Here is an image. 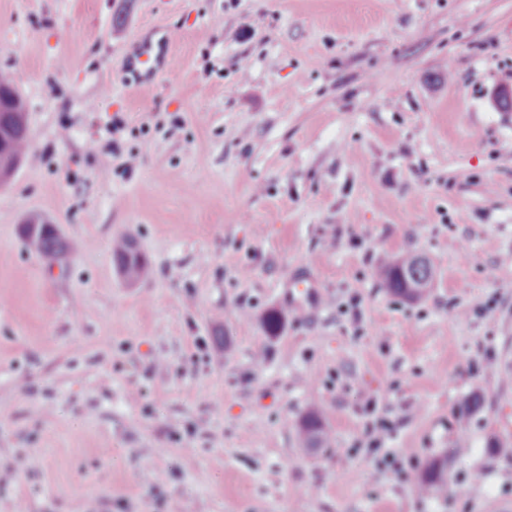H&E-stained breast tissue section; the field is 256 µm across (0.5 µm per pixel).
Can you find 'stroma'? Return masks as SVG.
Returning <instances> with one entry per match:
<instances>
[{
  "label": "stroma",
  "instance_id": "35a3bbf8",
  "mask_svg": "<svg viewBox=\"0 0 512 512\" xmlns=\"http://www.w3.org/2000/svg\"><path fill=\"white\" fill-rule=\"evenodd\" d=\"M0 72L31 142L0 184V512L512 506L485 448L512 446V0H0ZM115 114L131 171L101 165ZM33 214L64 266L21 240ZM408 251L435 269L414 303L377 277ZM370 402L387 447L447 458V495L360 448ZM313 406L330 447L298 443ZM23 224H26V230L20 228V235L29 250L59 264L67 261L72 244L56 224H50L37 215L28 217ZM134 237L123 235L119 237L112 248V259L118 271L129 282L138 281L148 275L149 264L141 252ZM320 287L313 275L294 280L288 288V307L301 312L310 311L318 303Z\"/></svg>",
  "mask_w": 512,
  "mask_h": 512
}]
</instances>
